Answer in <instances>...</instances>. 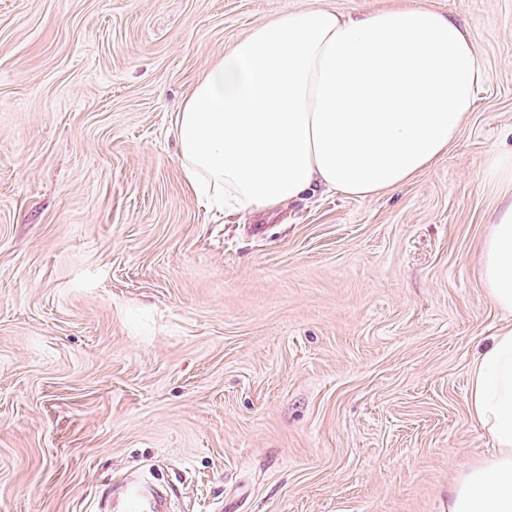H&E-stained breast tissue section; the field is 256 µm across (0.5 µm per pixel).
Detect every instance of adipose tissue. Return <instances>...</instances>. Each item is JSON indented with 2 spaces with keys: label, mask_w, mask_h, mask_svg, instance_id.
Masks as SVG:
<instances>
[{
  "label": "adipose tissue",
  "mask_w": 512,
  "mask_h": 512,
  "mask_svg": "<svg viewBox=\"0 0 512 512\" xmlns=\"http://www.w3.org/2000/svg\"><path fill=\"white\" fill-rule=\"evenodd\" d=\"M484 79L467 29L431 9L286 11L228 45L183 102L184 171L229 211H270L321 187L380 196L446 153ZM482 181L498 203L480 278L512 313V153L491 152ZM467 398L493 450L454 479L448 512H512V326L477 355Z\"/></svg>",
  "instance_id": "1"
}]
</instances>
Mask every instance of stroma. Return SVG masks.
I'll return each mask as SVG.
<instances>
[{"label": "stroma", "mask_w": 512, "mask_h": 512, "mask_svg": "<svg viewBox=\"0 0 512 512\" xmlns=\"http://www.w3.org/2000/svg\"><path fill=\"white\" fill-rule=\"evenodd\" d=\"M419 5L486 81L386 195L220 213L173 120L284 11ZM512 150V0H0V512H94L139 471L176 512H448L491 448L466 395L506 317L477 248Z\"/></svg>", "instance_id": "stroma-1"}]
</instances>
